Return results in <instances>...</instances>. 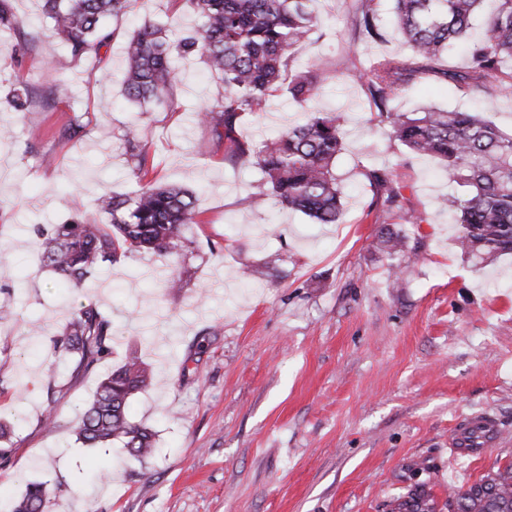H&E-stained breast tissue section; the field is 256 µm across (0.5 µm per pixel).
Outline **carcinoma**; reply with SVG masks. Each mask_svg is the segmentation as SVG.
Instances as JSON below:
<instances>
[{
	"label": "carcinoma",
	"mask_w": 512,
	"mask_h": 512,
	"mask_svg": "<svg viewBox=\"0 0 512 512\" xmlns=\"http://www.w3.org/2000/svg\"><path fill=\"white\" fill-rule=\"evenodd\" d=\"M53 31L67 44L73 59L99 52L115 36L106 19L128 13L133 0H43ZM199 24L172 40L162 26L142 24L127 39L124 94L147 104L168 96L177 82L173 54L195 55L224 85V95L201 113L217 142H228L234 163L260 169L270 193L250 196L264 205L272 196L280 205L318 224H335L342 211L336 178V157L343 147V118L311 112L309 104L324 89L323 71L298 72L290 66L293 51L308 38L313 15L311 0H184ZM381 0H359L357 26L373 42L385 39ZM398 28L416 58L411 67L395 56H383L359 74L380 105L379 117L409 151L440 160L457 189L443 196L441 206L460 224L459 250L479 263L512 255V133L467 111L428 109L391 112L388 103L405 91L425 66L460 50L470 65L444 72L468 96L490 98L512 89V0H494L496 8L479 39H468L485 0H392ZM8 0H0V32L18 28ZM306 109L304 118L266 144L237 138L245 112H261L269 96L281 89ZM136 189L124 196L104 194L99 209L110 226L72 221L54 224L41 241V262L64 288L79 289L102 260L117 263L137 252L171 256L187 248L182 227L196 217L194 194L149 178V151L133 133L126 135ZM381 205L388 212L403 209V195L390 173L369 172ZM383 250L394 256L400 239L388 228L379 231ZM112 323L91 303L80 304L52 340L54 353L66 362L69 378L89 371L110 350ZM151 374L136 355L128 356L98 385L81 410L75 434L88 448L114 443L138 459L150 457L154 434L133 422L130 399L146 389ZM61 492L49 480L31 483L15 502L13 512H46ZM437 503L425 484H417L398 499L397 512H436ZM448 512H512V463L482 476L448 497Z\"/></svg>",
	"instance_id": "obj_1"
}]
</instances>
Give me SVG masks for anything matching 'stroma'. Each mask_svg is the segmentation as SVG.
<instances>
[{
  "label": "stroma",
  "mask_w": 512,
  "mask_h": 512,
  "mask_svg": "<svg viewBox=\"0 0 512 512\" xmlns=\"http://www.w3.org/2000/svg\"><path fill=\"white\" fill-rule=\"evenodd\" d=\"M10 3L20 25L0 33V129L13 132L0 143V305L10 308L0 320V419L14 434L0 459V512L46 479L62 485L47 512H391L414 482H442V504L512 461V257L478 265L461 255L458 224L437 210L452 189L440 162L391 138L358 79L381 56L412 58L389 0L377 43L355 26L357 0H313L315 25L295 55L298 68L329 74L312 110L344 118L336 224L251 205L262 174L225 159L200 122L223 85L199 59L172 58L176 109L125 99L127 35L147 21L190 30L198 18L187 6L134 0L114 22L119 36L77 62L40 0ZM464 65L441 59L396 111L476 110L511 131L512 95L475 100L444 79ZM23 85L66 93L50 111L19 112L12 96ZM301 117L277 92L265 111L243 114L239 137L273 138ZM130 131L160 182L197 193L198 221L183 228L191 246L171 263L183 286L166 288L167 265L140 253L99 263L83 288H61L40 261L37 229L106 223L97 198L135 185ZM378 168L401 186L403 214L375 204L368 173ZM383 226L402 240L397 258L379 247ZM86 301L112 323L111 352L49 401V382L66 377L51 339ZM131 353L154 379L129 404L155 434L142 461L82 447L73 432L100 380ZM49 407L51 429L41 423ZM483 417L496 435L454 461L455 429Z\"/></svg>",
  "instance_id": "obj_1"
}]
</instances>
